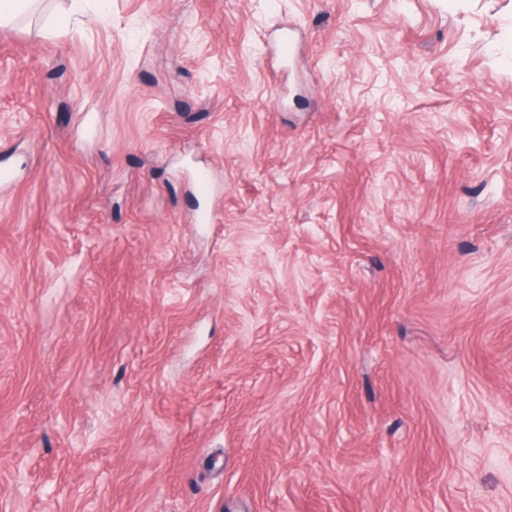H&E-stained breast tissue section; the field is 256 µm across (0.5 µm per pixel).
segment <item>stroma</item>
<instances>
[{
	"instance_id": "1",
	"label": "stroma",
	"mask_w": 512,
	"mask_h": 512,
	"mask_svg": "<svg viewBox=\"0 0 512 512\" xmlns=\"http://www.w3.org/2000/svg\"><path fill=\"white\" fill-rule=\"evenodd\" d=\"M4 164L0 512H512V0H41Z\"/></svg>"
}]
</instances>
